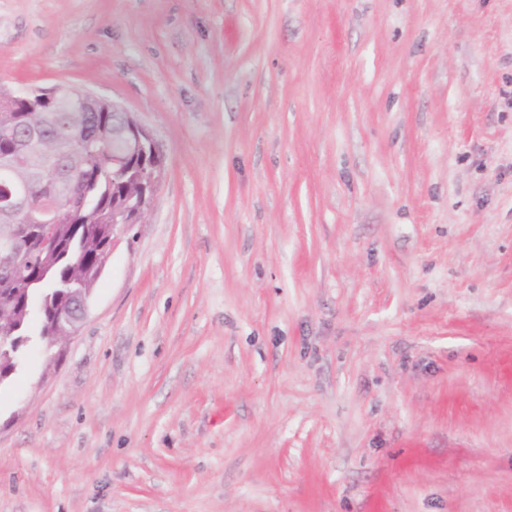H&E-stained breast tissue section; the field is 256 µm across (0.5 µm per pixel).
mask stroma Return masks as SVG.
I'll return each mask as SVG.
<instances>
[{"instance_id": "stroma-1", "label": "stroma", "mask_w": 512, "mask_h": 512, "mask_svg": "<svg viewBox=\"0 0 512 512\" xmlns=\"http://www.w3.org/2000/svg\"><path fill=\"white\" fill-rule=\"evenodd\" d=\"M165 175L0 387V512H512V0H0Z\"/></svg>"}]
</instances>
